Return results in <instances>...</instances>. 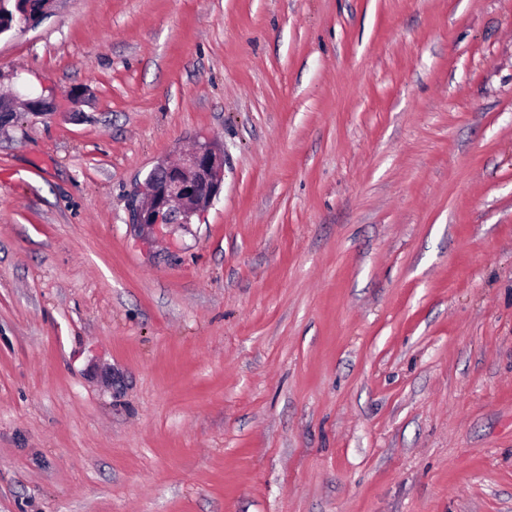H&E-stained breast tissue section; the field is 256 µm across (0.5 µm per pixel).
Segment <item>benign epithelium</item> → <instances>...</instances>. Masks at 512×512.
<instances>
[{
    "label": "benign epithelium",
    "mask_w": 512,
    "mask_h": 512,
    "mask_svg": "<svg viewBox=\"0 0 512 512\" xmlns=\"http://www.w3.org/2000/svg\"><path fill=\"white\" fill-rule=\"evenodd\" d=\"M20 102L33 116L49 111L45 101L23 102L17 92L11 96L10 102L0 101V121H12L16 104ZM222 167L223 159L203 145L185 154L179 163L161 167L154 178L144 184L142 194L147 198V204L136 209L135 223L157 232L179 223L176 215L189 213L196 201H210L217 195L222 183Z\"/></svg>",
    "instance_id": "1"
}]
</instances>
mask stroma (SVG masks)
<instances>
[{
  "label": "stroma",
  "mask_w": 512,
  "mask_h": 512,
  "mask_svg": "<svg viewBox=\"0 0 512 512\" xmlns=\"http://www.w3.org/2000/svg\"><path fill=\"white\" fill-rule=\"evenodd\" d=\"M17 87L0 512H512V0H58ZM223 159L197 146L185 154L178 164L153 169L147 176L143 194L147 204L136 209L135 224L161 232L169 224H178L176 215L189 213L195 202H210L217 195L222 183Z\"/></svg>",
  "instance_id": "stroma-1"
}]
</instances>
